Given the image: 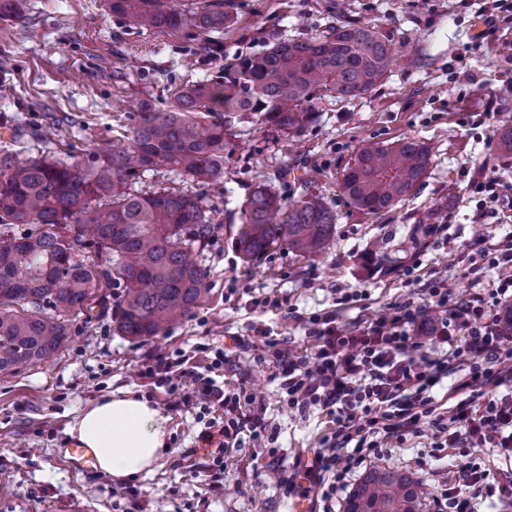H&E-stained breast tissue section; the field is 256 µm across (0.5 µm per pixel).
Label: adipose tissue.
I'll list each match as a JSON object with an SVG mask.
<instances>
[{"label": "adipose tissue", "instance_id": "1", "mask_svg": "<svg viewBox=\"0 0 512 512\" xmlns=\"http://www.w3.org/2000/svg\"><path fill=\"white\" fill-rule=\"evenodd\" d=\"M167 419L147 400L117 391L91 403L69 433L96 468L123 481L153 472L164 455Z\"/></svg>", "mask_w": 512, "mask_h": 512}]
</instances>
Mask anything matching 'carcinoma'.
<instances>
[{
	"label": "carcinoma",
	"mask_w": 512,
	"mask_h": 512,
	"mask_svg": "<svg viewBox=\"0 0 512 512\" xmlns=\"http://www.w3.org/2000/svg\"><path fill=\"white\" fill-rule=\"evenodd\" d=\"M105 5L146 30L233 24L224 0L189 16L168 0ZM24 9L25 0H0L1 19H21ZM395 61L379 27L340 21L320 37L279 39L237 57L215 78L174 85L164 108L143 101L129 115L128 143L98 146L89 165L0 149V372L55 354L74 318L108 310L104 288L123 289L114 331L141 341L168 335L210 291L196 250L215 227L202 198L169 187L142 193L134 188L140 174L161 165L199 184L217 181L236 121L250 115L274 133L298 135L315 120L318 100L370 93ZM429 166V149L415 139L370 142L347 164L337 192L378 213L408 196ZM293 185L297 197L288 204L271 188H257L240 223L228 225L243 260L282 245L316 254L333 236L336 212L310 193L313 181L295 176ZM17 224L37 230L16 235ZM92 249L101 261L85 257ZM425 494L414 474L376 466L349 493L344 512H423Z\"/></svg>",
	"instance_id": "1"
}]
</instances>
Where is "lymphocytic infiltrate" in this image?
<instances>
[{"label": "lymphocytic infiltrate", "instance_id": "1", "mask_svg": "<svg viewBox=\"0 0 512 512\" xmlns=\"http://www.w3.org/2000/svg\"><path fill=\"white\" fill-rule=\"evenodd\" d=\"M485 252L498 270L497 286L488 294L457 299L447 280L422 284L409 278L435 312L433 324H426L412 301L354 327L339 325L331 311L307 319L317 340L313 353L274 348V376L289 410L317 408L336 421L316 461L332 472L337 490L346 489L347 476L363 462L380 457L378 435L415 434L425 425L442 435L443 447L489 444L512 458V393H498L512 384V323L502 316L504 303L512 301V235ZM431 338L444 345L442 356L426 353ZM146 374L165 388L173 407L223 408L222 426L203 435L216 445V466H223V450L236 447L241 433L264 447L267 424L255 398L217 385L178 359L157 358ZM452 374L459 377L457 401L443 416L436 412L433 389Z\"/></svg>", "mask_w": 512, "mask_h": 512}]
</instances>
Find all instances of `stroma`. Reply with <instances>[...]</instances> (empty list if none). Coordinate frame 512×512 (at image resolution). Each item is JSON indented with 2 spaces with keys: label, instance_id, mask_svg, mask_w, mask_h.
I'll return each mask as SVG.
<instances>
[{
  "label": "stroma",
  "instance_id": "stroma-1",
  "mask_svg": "<svg viewBox=\"0 0 512 512\" xmlns=\"http://www.w3.org/2000/svg\"><path fill=\"white\" fill-rule=\"evenodd\" d=\"M230 28L146 31L112 14L103 0H27V16L0 19V147L22 128L21 157L53 153L92 163L99 142L123 141L140 100L163 104L167 87L212 78L227 60L266 50L277 38L317 37L338 15L389 33L404 61L391 66L369 94L319 101V117L297 139H273L263 126L240 120L224 177L199 185L159 166L137 180L139 190L173 187L203 195L220 224L200 263L211 292L192 317L165 338L140 342L118 335L110 318H75L61 349L42 364L0 372V512H55L77 499L93 512H291L309 494L313 512H343L345 494L328 474L313 471L314 453L332 424L320 410L288 411L272 376V351L248 344L252 323L300 353L315 340L293 313L336 308L340 291L365 295L363 307L341 311L342 323L378 317L417 299L405 266L448 279L458 297L492 288L495 272L475 279V239L512 229V154L496 143L512 118V0H232ZM419 140L431 148L424 182L390 210L369 214L337 196L336 182L368 141ZM319 171L316 184L337 214L336 232L321 253L285 247L246 262L225 232L258 184L290 198L283 167ZM495 183V210L481 211L476 180ZM224 352V383L253 394L283 458L268 465L266 449L242 439L224 451V489L212 484L211 449L200 438L217 412L173 409L144 371L159 356L189 357L205 371ZM130 390L169 419L167 450L152 474L118 482L94 465L68 462L69 425L94 400ZM383 465L414 473L427 491L425 512H446V490L457 481L453 457L434 446L431 430L384 438ZM489 473L474 495L478 512H512V492L497 483L506 462L495 448L471 449Z\"/></svg>",
  "mask_w": 512,
  "mask_h": 512
}]
</instances>
